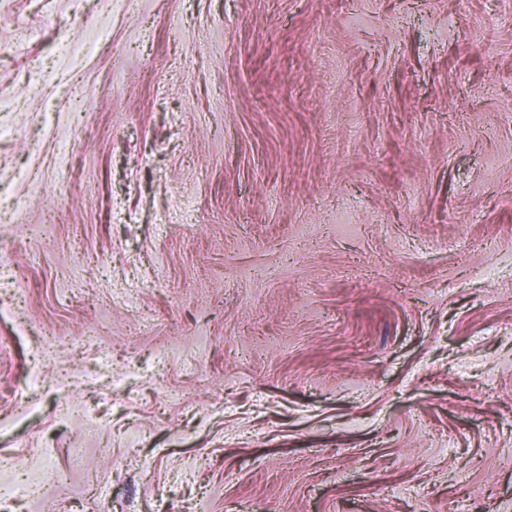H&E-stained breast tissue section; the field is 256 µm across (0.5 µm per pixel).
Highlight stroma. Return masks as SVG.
Returning <instances> with one entry per match:
<instances>
[{
    "instance_id": "1",
    "label": "stroma",
    "mask_w": 512,
    "mask_h": 512,
    "mask_svg": "<svg viewBox=\"0 0 512 512\" xmlns=\"http://www.w3.org/2000/svg\"><path fill=\"white\" fill-rule=\"evenodd\" d=\"M1 208L0 512H512V0H0Z\"/></svg>"
}]
</instances>
